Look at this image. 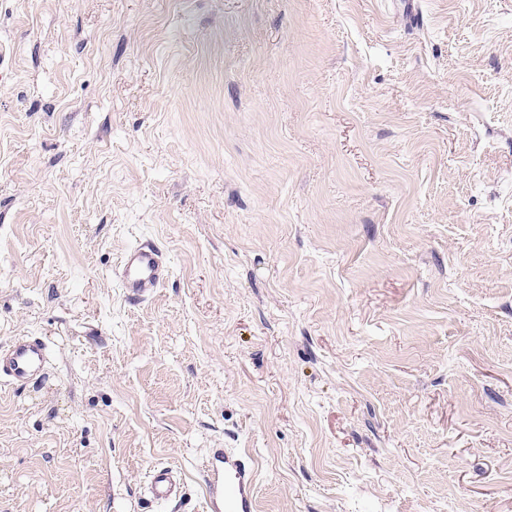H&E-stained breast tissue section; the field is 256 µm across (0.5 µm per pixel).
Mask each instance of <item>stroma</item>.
Segmentation results:
<instances>
[{
    "mask_svg": "<svg viewBox=\"0 0 512 512\" xmlns=\"http://www.w3.org/2000/svg\"><path fill=\"white\" fill-rule=\"evenodd\" d=\"M417 5L0 0V512H512V0ZM126 300L139 304L151 298L168 277V266L155 242L140 243L127 250L118 269ZM48 362V344L40 336H13L0 344V380L14 390L41 378ZM207 512H256L257 471L229 448H212L204 464ZM180 488V477L173 467L155 465L149 470L148 489L154 501L171 502L178 496Z\"/></svg>",
    "mask_w": 512,
    "mask_h": 512,
    "instance_id": "35a3bbf8",
    "label": "stroma"
}]
</instances>
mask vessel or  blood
I'll use <instances>...</instances> for the list:
<instances>
[{"label":"vessel or blood","instance_id":"b4317fda","mask_svg":"<svg viewBox=\"0 0 512 512\" xmlns=\"http://www.w3.org/2000/svg\"><path fill=\"white\" fill-rule=\"evenodd\" d=\"M118 274L127 301L138 304L164 284L167 261L156 243H140L123 254ZM48 362L49 348L42 337H11L0 344V381L16 390L25 388L44 375ZM204 478L208 487L206 512H257V471L231 449H210ZM180 488V477L173 467L156 465L150 469L148 489L153 500L172 501Z\"/></svg>","mask_w":512,"mask_h":512}]
</instances>
